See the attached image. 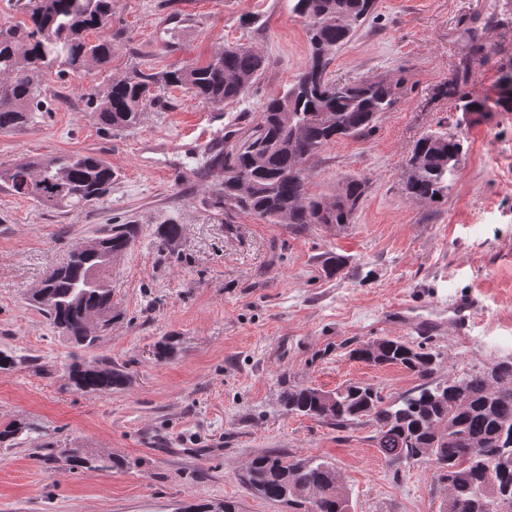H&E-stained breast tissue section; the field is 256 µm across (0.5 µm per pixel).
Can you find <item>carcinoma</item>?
Listing matches in <instances>:
<instances>
[{
	"mask_svg": "<svg viewBox=\"0 0 512 512\" xmlns=\"http://www.w3.org/2000/svg\"><path fill=\"white\" fill-rule=\"evenodd\" d=\"M376 0H288L291 12L305 19L310 44L305 67L291 87L268 99L259 112L254 133L224 152V178L214 183L217 201L254 214L271 224L288 217L289 224H348L365 193V182L351 178L336 196L326 199L309 192V168L299 162L316 155L333 140L364 136L378 115L398 99L399 82L387 79L348 82L339 87L328 77L336 50L347 44L355 28L374 10ZM24 19L0 27V132L27 125L40 110L43 84L52 75L63 78L101 68L112 61V0H16ZM96 31L95 40L87 32ZM264 60L253 46L224 47L204 65L175 67L160 76L138 72L111 79L105 95L91 101L92 115L102 125L122 130L137 125L165 86L183 89L214 108L243 99L261 75ZM457 109L483 116L491 110L486 98L458 93ZM494 106L512 111V69L499 77ZM463 153L457 134H426L414 145L407 165L414 169L404 183L405 194L436 202L444 197ZM249 177L241 190L239 175ZM114 172L101 157L84 152L23 158L0 169V187L12 195L34 199L56 209L102 202L112 189ZM138 229L114 224L103 235L107 248L85 255L68 254L64 266L44 281L49 296L33 302L59 333L82 348L93 347L99 335L88 334L87 320L101 316L99 331L112 326V289L98 277L110 273L112 257L131 247ZM157 236L167 245L181 236V225L160 224ZM328 277L361 275L359 266L339 254L324 261ZM351 357L371 365H400L423 380L413 392L385 402L371 386L349 384L334 391L336 404L327 407L317 388L288 389L282 404L288 413L346 426L366 418L376 427L377 448L389 458L399 451L415 462H443L451 477L444 486L442 512H469L475 504H493L503 484L512 485V362L493 365L461 379L433 381L438 355L399 338H385L378 352L366 345ZM68 379L88 393L109 394L130 384L119 367L73 362ZM68 471L112 468L101 457L72 454ZM242 482L269 501L301 505L314 489L320 512H343L346 493L336 467L316 457L287 460L277 453L255 458Z\"/></svg>",
	"mask_w": 512,
	"mask_h": 512,
	"instance_id": "cac0c4a2",
	"label": "carcinoma"
}]
</instances>
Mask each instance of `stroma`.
Returning a JSON list of instances; mask_svg holds the SVG:
<instances>
[{
    "label": "stroma",
    "mask_w": 512,
    "mask_h": 512,
    "mask_svg": "<svg viewBox=\"0 0 512 512\" xmlns=\"http://www.w3.org/2000/svg\"><path fill=\"white\" fill-rule=\"evenodd\" d=\"M112 27L122 36L109 68L49 77L43 111L0 133V166L83 151L116 173L106 201L77 210L0 190V350L20 357L0 369V426H29L0 445V512H178L227 501L239 512H289L240 481L270 452L334 464L352 512H440L443 485L433 469L387 466L373 424L339 428L289 415L281 396L355 383L391 402L417 387L402 367L350 358L376 338L439 352L438 381L512 360V112L465 125L455 97L440 93L464 68L461 90L495 96L512 67V0H376L328 73L343 82L399 81L400 98L369 133L335 140L309 162L312 194L330 198L348 179L366 181L351 222L301 228L225 209L209 192L220 172L203 165L231 146L227 131L249 134L263 103L304 68L305 21L287 0H112ZM236 43L266 58L242 101L218 110L170 87L135 128L111 131L92 119L89 98L111 77L201 65ZM445 132L465 136L456 178L441 202L407 198L416 141ZM168 222L182 227L172 246L155 234ZM127 223L139 233L112 265L121 317L95 348H77L28 297L71 245ZM332 252L365 265L369 278L326 277ZM468 295L480 316L462 334L449 308ZM396 303L445 329L390 326L385 312ZM162 343L171 347L163 358ZM83 360L124 369L130 385L109 394L77 389L66 368ZM71 453L116 466L69 472Z\"/></svg>",
    "instance_id": "35a3bbf8"
}]
</instances>
